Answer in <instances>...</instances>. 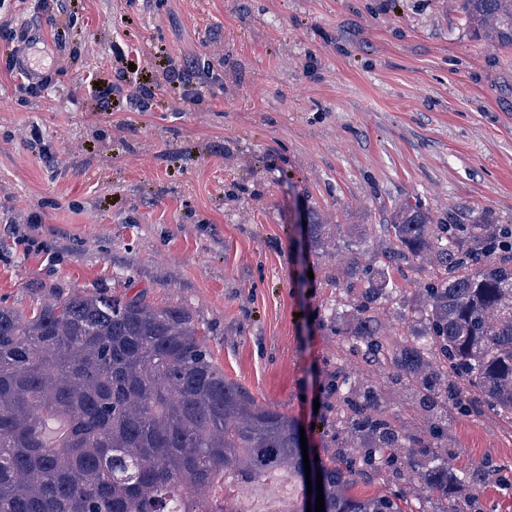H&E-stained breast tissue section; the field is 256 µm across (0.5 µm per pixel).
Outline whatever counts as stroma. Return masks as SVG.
I'll list each match as a JSON object with an SVG mask.
<instances>
[{"label":"stroma","instance_id":"stroma-1","mask_svg":"<svg viewBox=\"0 0 512 512\" xmlns=\"http://www.w3.org/2000/svg\"><path fill=\"white\" fill-rule=\"evenodd\" d=\"M60 5L0 0V306L108 293L188 309L226 378L332 454L337 290L298 220L353 244L416 199L439 224L512 225V48L469 30L466 0ZM12 55L41 60L48 88L31 93ZM131 61L153 95L106 108L91 79ZM186 68L191 101L168 81ZM449 434L455 468H493L460 512H512V418Z\"/></svg>","mask_w":512,"mask_h":512}]
</instances>
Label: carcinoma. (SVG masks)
Listing matches in <instances>:
<instances>
[{"instance_id": "cac0c4a2", "label": "carcinoma", "mask_w": 512, "mask_h": 512, "mask_svg": "<svg viewBox=\"0 0 512 512\" xmlns=\"http://www.w3.org/2000/svg\"><path fill=\"white\" fill-rule=\"evenodd\" d=\"M472 32L512 47V0H467ZM310 248L334 260L343 293L330 314L340 337L336 397L341 441L320 471L325 512H405L408 491L432 505L477 487L489 467L448 468L456 414H512V227L487 212L436 224L419 202L390 212L377 268L337 248L308 213ZM431 270L417 303L384 269ZM420 318L394 333L380 313ZM353 358L384 372L413 414L390 411L380 383L352 376ZM372 470L402 491L350 494ZM272 474L299 483L288 512H307L300 429L224 377L189 310L140 296L58 297L30 318L0 307V512H209L213 486Z\"/></svg>"}]
</instances>
